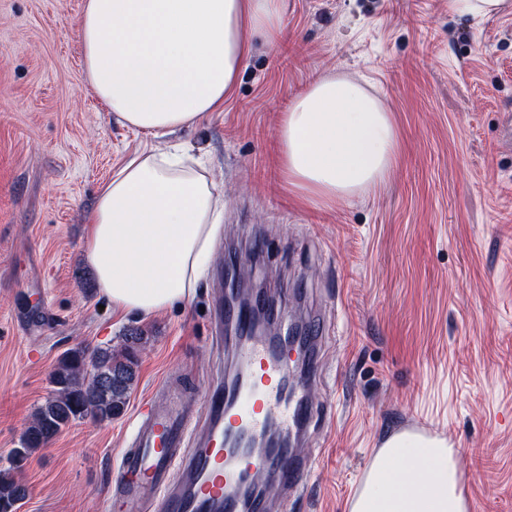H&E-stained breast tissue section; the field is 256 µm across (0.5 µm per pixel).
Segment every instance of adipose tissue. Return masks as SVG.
<instances>
[{
    "mask_svg": "<svg viewBox=\"0 0 512 512\" xmlns=\"http://www.w3.org/2000/svg\"><path fill=\"white\" fill-rule=\"evenodd\" d=\"M284 0H85L87 78L117 121L155 138L221 109L256 39L277 41ZM394 115L353 80L325 75L281 116L288 186L327 207L380 186L397 157ZM224 201L190 149L144 150L99 190L85 242L101 295L151 315L206 280ZM347 512H471L457 448L415 431L387 436Z\"/></svg>",
    "mask_w": 512,
    "mask_h": 512,
    "instance_id": "ef3b65f1",
    "label": "adipose tissue"
}]
</instances>
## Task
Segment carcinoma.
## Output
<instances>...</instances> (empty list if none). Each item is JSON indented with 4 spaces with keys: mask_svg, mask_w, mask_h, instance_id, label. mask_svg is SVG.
I'll return each instance as SVG.
<instances>
[{
    "mask_svg": "<svg viewBox=\"0 0 512 512\" xmlns=\"http://www.w3.org/2000/svg\"><path fill=\"white\" fill-rule=\"evenodd\" d=\"M141 342L142 337L129 335L118 353L109 348L90 353L75 347L60 356L50 380L53 396L36 410L19 447L9 453V467L0 470V512H16L24 499L25 489L12 472L35 450L47 447L75 421L110 422L124 414L136 379L134 352Z\"/></svg>",
    "mask_w": 512,
    "mask_h": 512,
    "instance_id": "carcinoma-1",
    "label": "carcinoma"
}]
</instances>
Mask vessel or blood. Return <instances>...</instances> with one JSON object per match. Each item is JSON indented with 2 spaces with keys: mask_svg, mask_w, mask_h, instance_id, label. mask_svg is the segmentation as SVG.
Wrapping results in <instances>:
<instances>
[{
  "mask_svg": "<svg viewBox=\"0 0 512 512\" xmlns=\"http://www.w3.org/2000/svg\"><path fill=\"white\" fill-rule=\"evenodd\" d=\"M287 351L268 336H250L237 348L248 372L238 384L218 380L205 405L204 436H197L194 415L179 401L144 402L112 474L106 512H270L262 497L242 504L239 485L260 469L277 468L284 488L297 489L305 463L295 449L266 448L250 466L231 461L224 431L261 437L269 426L299 432L308 418L304 383L289 385Z\"/></svg>",
  "mask_w": 512,
  "mask_h": 512,
  "instance_id": "obj_1",
  "label": "vessel or blood"
}]
</instances>
